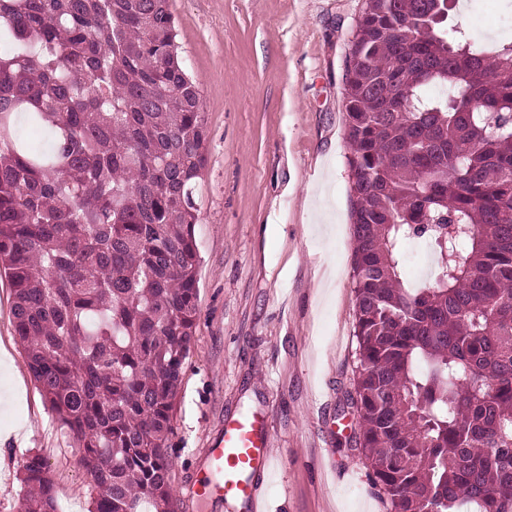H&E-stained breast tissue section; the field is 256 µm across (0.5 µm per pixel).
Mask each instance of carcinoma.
<instances>
[{"mask_svg":"<svg viewBox=\"0 0 512 512\" xmlns=\"http://www.w3.org/2000/svg\"><path fill=\"white\" fill-rule=\"evenodd\" d=\"M457 2L365 0L350 40L348 398L390 512H512V40L479 46ZM207 140L170 0H0V271L88 512H175ZM424 237L436 266L416 285ZM20 482L16 512H58L41 454Z\"/></svg>","mask_w":512,"mask_h":512,"instance_id":"obj_1","label":"carcinoma"}]
</instances>
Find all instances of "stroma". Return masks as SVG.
Listing matches in <instances>:
<instances>
[{
    "mask_svg": "<svg viewBox=\"0 0 512 512\" xmlns=\"http://www.w3.org/2000/svg\"><path fill=\"white\" fill-rule=\"evenodd\" d=\"M364 0H170L177 42L202 95L206 162L199 318L172 410L176 512H241L198 499L224 423L267 417L269 512H388L371 487L348 405L356 339L343 76ZM459 0L453 19H484L483 46L512 38L497 10ZM0 277V512L21 494L18 468L44 456L59 512H87L88 478L15 333Z\"/></svg>",
    "mask_w": 512,
    "mask_h": 512,
    "instance_id": "35a3bbf8",
    "label": "stroma"
}]
</instances>
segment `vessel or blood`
<instances>
[{
    "label": "vessel or blood",
    "instance_id": "obj_1",
    "mask_svg": "<svg viewBox=\"0 0 512 512\" xmlns=\"http://www.w3.org/2000/svg\"><path fill=\"white\" fill-rule=\"evenodd\" d=\"M271 464L264 416L230 420L217 447L209 451V473L199 482L195 494L240 502L245 512H265L262 477Z\"/></svg>",
    "mask_w": 512,
    "mask_h": 512
}]
</instances>
